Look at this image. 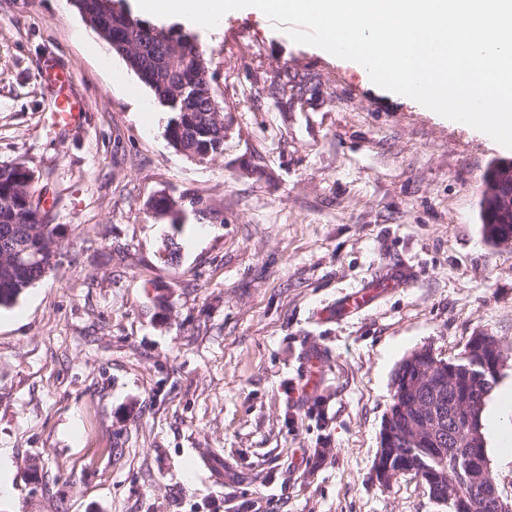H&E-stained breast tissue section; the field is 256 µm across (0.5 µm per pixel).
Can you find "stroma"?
Wrapping results in <instances>:
<instances>
[{"instance_id": "1", "label": "stroma", "mask_w": 512, "mask_h": 512, "mask_svg": "<svg viewBox=\"0 0 512 512\" xmlns=\"http://www.w3.org/2000/svg\"><path fill=\"white\" fill-rule=\"evenodd\" d=\"M194 36L224 115L198 160L72 0H0V165L52 200L58 264L0 308V512H447L407 473L372 479L410 351L501 341L512 395V246L480 201L512 150L375 85L252 13ZM83 120L52 125L41 61ZM196 195L210 219L158 215ZM395 266L406 283L385 280ZM375 301L322 317L345 292ZM329 354L312 380L307 344ZM36 464L37 482L25 480Z\"/></svg>"}]
</instances>
